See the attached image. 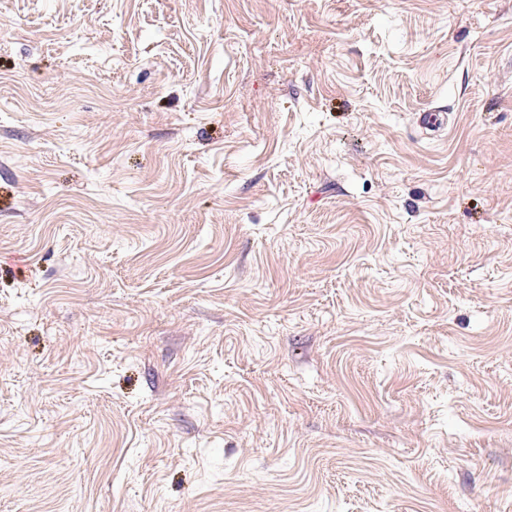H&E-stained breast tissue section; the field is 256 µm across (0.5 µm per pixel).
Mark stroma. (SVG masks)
<instances>
[{
	"mask_svg": "<svg viewBox=\"0 0 512 512\" xmlns=\"http://www.w3.org/2000/svg\"><path fill=\"white\" fill-rule=\"evenodd\" d=\"M0 512H512V0H0Z\"/></svg>",
	"mask_w": 512,
	"mask_h": 512,
	"instance_id": "stroma-1",
	"label": "stroma"
}]
</instances>
